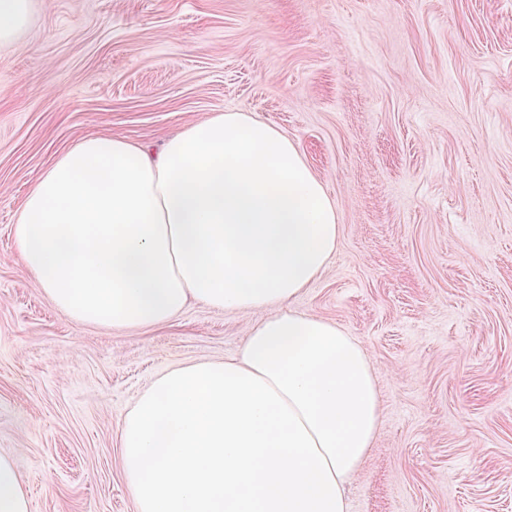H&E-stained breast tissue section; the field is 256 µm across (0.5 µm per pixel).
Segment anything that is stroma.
Wrapping results in <instances>:
<instances>
[{
    "mask_svg": "<svg viewBox=\"0 0 512 512\" xmlns=\"http://www.w3.org/2000/svg\"><path fill=\"white\" fill-rule=\"evenodd\" d=\"M214 112L279 128L336 208L294 307L376 370L348 512H512V0H32L0 46V455L30 512H136L126 412L258 315L76 323L19 258L24 199L89 135L156 146Z\"/></svg>",
    "mask_w": 512,
    "mask_h": 512,
    "instance_id": "stroma-1",
    "label": "stroma"
}]
</instances>
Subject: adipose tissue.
I'll return each mask as SVG.
<instances>
[{"mask_svg": "<svg viewBox=\"0 0 512 512\" xmlns=\"http://www.w3.org/2000/svg\"><path fill=\"white\" fill-rule=\"evenodd\" d=\"M14 236L45 296L82 324L141 330L192 302L261 314L234 356L168 370L126 413L137 512H346L378 385L352 336L292 307L340 226L286 134L215 112L157 150L89 136L42 174ZM0 512H30L2 456Z\"/></svg>", "mask_w": 512, "mask_h": 512, "instance_id": "ef3b65f1", "label": "adipose tissue"}]
</instances>
